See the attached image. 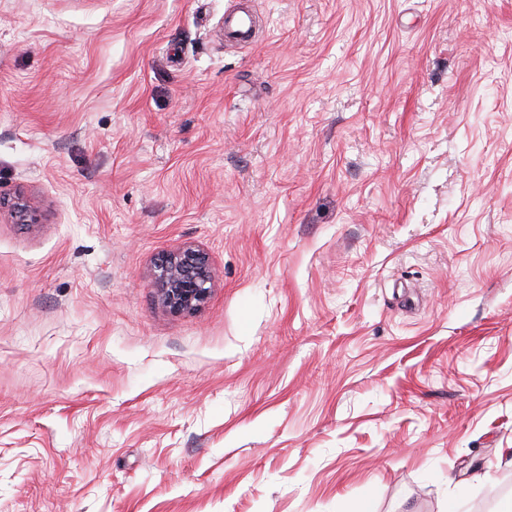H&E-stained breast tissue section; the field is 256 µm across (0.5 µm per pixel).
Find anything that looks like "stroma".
Masks as SVG:
<instances>
[{
	"mask_svg": "<svg viewBox=\"0 0 512 512\" xmlns=\"http://www.w3.org/2000/svg\"><path fill=\"white\" fill-rule=\"evenodd\" d=\"M0 0V512H475L512 482V0ZM204 251L193 313L156 301ZM39 206L36 200L29 197H21L13 207V218L18 224H37ZM153 277L160 304L174 313L198 309L210 294L212 276L208 259L191 247L164 257L155 267Z\"/></svg>",
	"mask_w": 512,
	"mask_h": 512,
	"instance_id": "stroma-1",
	"label": "stroma"
}]
</instances>
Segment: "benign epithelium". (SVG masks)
Masks as SVG:
<instances>
[{
  "instance_id": "benign-epithelium-1",
  "label": "benign epithelium",
  "mask_w": 512,
  "mask_h": 512,
  "mask_svg": "<svg viewBox=\"0 0 512 512\" xmlns=\"http://www.w3.org/2000/svg\"><path fill=\"white\" fill-rule=\"evenodd\" d=\"M36 200L22 197L13 207V218L19 224L38 223ZM154 283L162 307L174 312L198 309L209 297L211 271L206 255L187 247L173 252L155 267Z\"/></svg>"
}]
</instances>
